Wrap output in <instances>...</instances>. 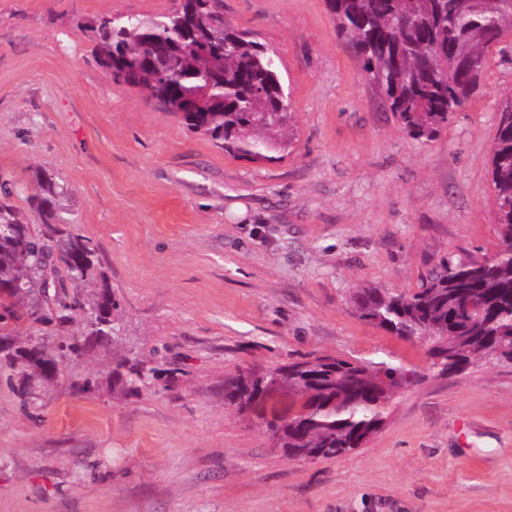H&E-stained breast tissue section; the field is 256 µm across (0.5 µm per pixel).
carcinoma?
<instances>
[{
    "label": "carcinoma",
    "instance_id": "1",
    "mask_svg": "<svg viewBox=\"0 0 512 512\" xmlns=\"http://www.w3.org/2000/svg\"><path fill=\"white\" fill-rule=\"evenodd\" d=\"M336 29L380 88L411 137L427 142L448 126L474 93L487 53L512 34V0H326ZM79 30L95 43L96 59L115 82L136 87L181 116L227 152L265 158L292 141L290 93L275 52L224 22V0H195L155 16L105 15ZM491 184L500 226L499 248L512 250V111L500 114L492 148ZM14 184L0 181V332L22 319L48 324L80 319L88 338L118 339L117 303L103 293L84 298L50 278L51 251L11 203ZM31 203L46 225L63 224L57 203L66 194L43 170L33 175ZM58 250L74 286L95 275V247L67 233ZM54 295L56 317L41 312ZM359 317L400 338L424 337L443 367L473 357L500 360L512 348V257L443 259L413 294L363 288ZM401 367L382 362L316 358L288 362L231 380L230 405H261L278 392L297 411L264 421L281 448L321 449L329 458L361 447L385 425Z\"/></svg>",
    "mask_w": 512,
    "mask_h": 512
}]
</instances>
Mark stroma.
I'll use <instances>...</instances> for the list:
<instances>
[{"instance_id": "35a3bbf8", "label": "stroma", "mask_w": 512, "mask_h": 512, "mask_svg": "<svg viewBox=\"0 0 512 512\" xmlns=\"http://www.w3.org/2000/svg\"><path fill=\"white\" fill-rule=\"evenodd\" d=\"M175 0H0V179L29 207L36 170L68 189V232L98 246L120 342L69 346L79 323L0 342V512H512V366L442 370L424 339L362 320L363 288L412 293L441 258L492 257L499 115L512 38L428 143L403 131L325 0H224L274 51L294 138L271 160L228 154L110 80L88 18ZM37 347L49 371L11 366ZM332 358L412 373L385 426L345 457L292 460L238 371ZM143 380H136V370Z\"/></svg>"}]
</instances>
